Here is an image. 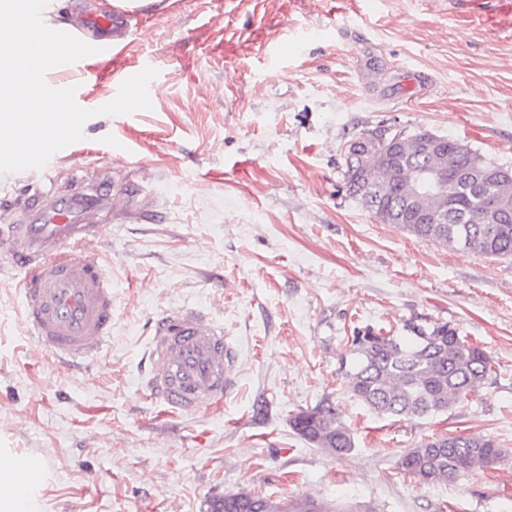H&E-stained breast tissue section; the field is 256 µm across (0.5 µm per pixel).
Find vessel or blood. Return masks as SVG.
<instances>
[{"label": "vessel or blood", "instance_id": "obj_1", "mask_svg": "<svg viewBox=\"0 0 512 512\" xmlns=\"http://www.w3.org/2000/svg\"><path fill=\"white\" fill-rule=\"evenodd\" d=\"M485 23L512 29V0H497ZM133 10L119 6L85 17L87 29L108 38V53L120 57ZM132 189L111 176L62 194L37 192L27 212L0 225V254L22 280L24 319L43 352L65 364L96 358L112 334V286L92 250L109 221L129 213ZM147 386L171 415L199 412L222 401L235 379V355L224 328L197 308L157 317L147 345Z\"/></svg>", "mask_w": 512, "mask_h": 512}]
</instances>
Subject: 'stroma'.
<instances>
[{
  "instance_id": "35a3bbf8",
  "label": "stroma",
  "mask_w": 512,
  "mask_h": 512,
  "mask_svg": "<svg viewBox=\"0 0 512 512\" xmlns=\"http://www.w3.org/2000/svg\"><path fill=\"white\" fill-rule=\"evenodd\" d=\"M121 58L91 60L94 117L50 164L62 189L139 187L97 247L112 335L73 368L40 352L17 272L0 271V448L29 461L37 512H207L250 491L376 512H512V258L416 239L344 188L345 143L381 125L467 144L512 169V30L450 0H139ZM158 74L144 112L102 115L113 74ZM183 307L223 325L236 385L168 415L144 384L152 319ZM448 324L491 379L428 418L381 416L347 388L354 330ZM331 401L354 437L336 456L292 429ZM507 452L452 483L398 467L431 437Z\"/></svg>"
}]
</instances>
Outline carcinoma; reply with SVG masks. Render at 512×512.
<instances>
[{
  "mask_svg": "<svg viewBox=\"0 0 512 512\" xmlns=\"http://www.w3.org/2000/svg\"><path fill=\"white\" fill-rule=\"evenodd\" d=\"M434 149L403 142L387 164L373 147L352 157L345 147V180L350 197L382 224H394L414 237L488 257H512V182H493L483 192L495 196L499 217L491 220L481 198L466 184H450L444 194L419 193L423 170L464 171L480 175L496 164L460 141L443 136ZM448 215L446 224H419L417 216ZM404 336L367 327L354 334L350 393L375 412L390 417H427L447 411L482 387L493 372L490 357L462 339L448 324L403 325ZM307 442L341 456L354 448L350 430L335 406L324 401L290 419ZM506 451L483 436H440L422 441L401 457L400 468L424 483L457 479L476 468L493 465ZM208 512H375L356 504L318 503L302 497L271 500L248 491L224 495V505L208 501Z\"/></svg>",
  "mask_w": 512,
  "mask_h": 512,
  "instance_id": "obj_1",
  "label": "carcinoma"
}]
</instances>
